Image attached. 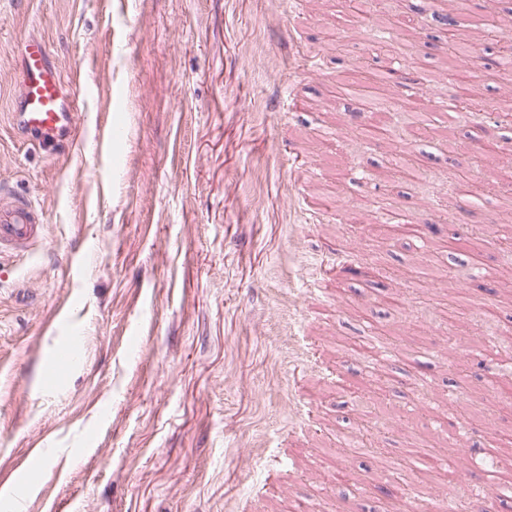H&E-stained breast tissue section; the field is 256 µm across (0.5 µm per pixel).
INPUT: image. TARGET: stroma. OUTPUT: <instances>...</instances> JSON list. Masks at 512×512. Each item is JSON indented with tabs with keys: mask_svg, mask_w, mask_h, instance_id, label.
<instances>
[{
	"mask_svg": "<svg viewBox=\"0 0 512 512\" xmlns=\"http://www.w3.org/2000/svg\"><path fill=\"white\" fill-rule=\"evenodd\" d=\"M272 22L293 45L268 40ZM369 27L342 0L298 20L291 0H0V186L45 224L31 253L0 255V512H398L367 468L400 487L415 436L454 455L452 429L512 428V394L484 396L512 304L448 265L475 232L488 265L512 261V101L491 85L483 120L435 121L430 138L387 101L399 151L427 156L404 184L366 135L379 114L336 120L337 74L380 55ZM29 37L81 100L79 136L49 154L10 112ZM487 46L445 67L443 30L422 22L405 52L435 106L453 92L434 72ZM293 50L320 52L324 75L289 69ZM103 125L122 140L98 144ZM463 168L491 191L452 212ZM391 207L452 214L453 249L368 231L362 212L376 224ZM459 389L455 417L433 410ZM451 492L465 512H507L479 468Z\"/></svg>",
	"mask_w": 512,
	"mask_h": 512,
	"instance_id": "35a3bbf8",
	"label": "stroma"
}]
</instances>
